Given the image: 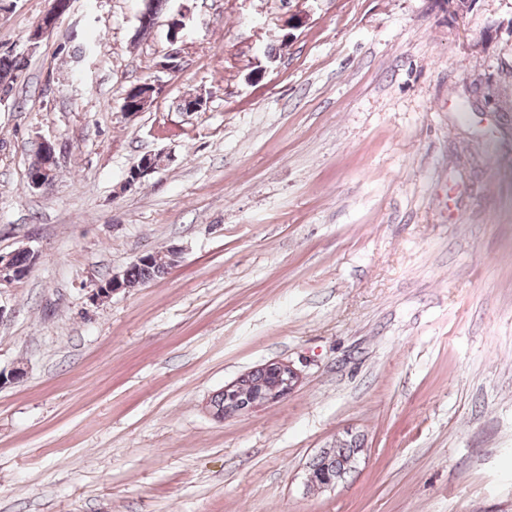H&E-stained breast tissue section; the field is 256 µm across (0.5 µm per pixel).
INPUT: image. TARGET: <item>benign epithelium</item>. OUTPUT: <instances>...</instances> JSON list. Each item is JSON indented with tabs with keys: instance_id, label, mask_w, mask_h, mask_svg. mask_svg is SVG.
Masks as SVG:
<instances>
[{
	"instance_id": "obj_1",
	"label": "benign epithelium",
	"mask_w": 512,
	"mask_h": 512,
	"mask_svg": "<svg viewBox=\"0 0 512 512\" xmlns=\"http://www.w3.org/2000/svg\"><path fill=\"white\" fill-rule=\"evenodd\" d=\"M71 0H52L49 8L41 17L30 33L29 39L37 41L49 33L59 19L69 10ZM40 150L35 162L27 174L28 188L31 190L46 189L53 185V172L57 166L55 147L52 143L42 140L38 142ZM162 166V160L157 155H146L133 163L127 171L124 180L126 188L131 189L141 183L143 179L156 172ZM29 255L30 264H35L37 253L28 246L19 247L9 253H0V288L7 287L24 279L30 269H20L13 264V256L18 252ZM129 288L126 273L114 275L107 284L98 283L89 293V300L99 302L106 297ZM263 370H272L274 377L263 384L259 391L253 394H243L244 387L252 380V373L246 372L232 382L224 385V417H232L249 412L258 407L276 403L287 398L300 383V372L288 361L272 360L261 366ZM364 448L354 449L349 463L345 469L336 472L326 488L330 489L344 480L346 475L356 469Z\"/></svg>"
}]
</instances>
